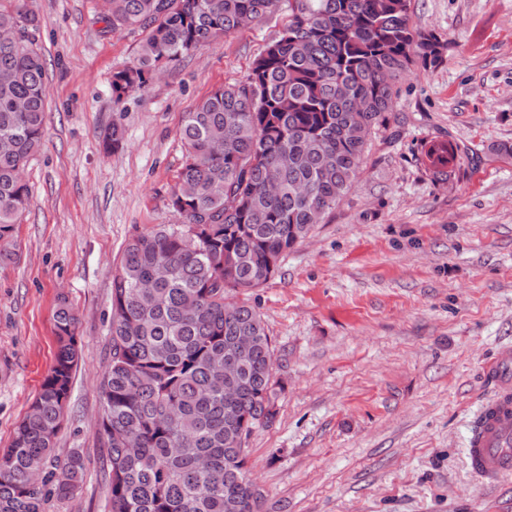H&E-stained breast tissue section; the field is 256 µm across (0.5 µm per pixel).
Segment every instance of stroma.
Wrapping results in <instances>:
<instances>
[{
  "label": "stroma",
  "instance_id": "1",
  "mask_svg": "<svg viewBox=\"0 0 512 512\" xmlns=\"http://www.w3.org/2000/svg\"><path fill=\"white\" fill-rule=\"evenodd\" d=\"M42 20L47 129L31 157L16 263L0 265V448L39 393L57 349L55 310H76L81 358L54 453L79 452L83 480L43 512H105L99 384L109 362L112 278L126 240L179 223L170 191L178 129L211 89L243 78L288 16L219 37L113 102L114 70L138 30L104 31L99 0H28ZM449 38L436 67L406 75L364 172L262 287L256 306L281 386L271 426L249 439L263 512H512V478L483 483L467 448L491 387L484 366L512 350V0H411ZM124 131L103 154L100 136ZM481 161L435 181L425 144Z\"/></svg>",
  "mask_w": 512,
  "mask_h": 512
}]
</instances>
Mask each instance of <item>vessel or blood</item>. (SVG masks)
<instances>
[{
	"instance_id": "vessel-or-blood-1",
	"label": "vessel or blood",
	"mask_w": 512,
	"mask_h": 512,
	"mask_svg": "<svg viewBox=\"0 0 512 512\" xmlns=\"http://www.w3.org/2000/svg\"><path fill=\"white\" fill-rule=\"evenodd\" d=\"M486 375L493 394L476 419L468 457L480 480L495 482L512 476V351L499 352Z\"/></svg>"
}]
</instances>
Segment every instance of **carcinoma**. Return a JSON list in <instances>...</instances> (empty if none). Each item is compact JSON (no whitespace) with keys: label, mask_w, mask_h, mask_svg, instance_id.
Returning a JSON list of instances; mask_svg holds the SVG:
<instances>
[{"label":"carcinoma","mask_w":512,"mask_h":512,"mask_svg":"<svg viewBox=\"0 0 512 512\" xmlns=\"http://www.w3.org/2000/svg\"><path fill=\"white\" fill-rule=\"evenodd\" d=\"M278 0H102L103 30L145 34L135 61L112 73V99L144 88L160 67L218 36L264 21ZM276 39L244 79L185 113L184 161L170 192L178 224L125 243L112 279L111 358L100 383V445L108 449L107 512H262L247 474L248 440L276 417L274 349L261 314L229 301L263 286L281 257L329 214L363 173L368 131L388 123L396 84L438 65L449 41L418 25L411 0H288ZM40 18L27 0H0V265L19 258L25 168L45 137ZM123 144L117 126L106 154ZM439 182L474 163L468 148L433 142ZM276 179L281 191L265 194ZM77 315L60 296L59 347L40 392L0 448V512H42L83 477L82 457L53 454L79 360ZM253 336L249 349L235 337ZM237 367L231 398L217 388L224 358Z\"/></svg>","instance_id":"cac0c4a2"}]
</instances>
